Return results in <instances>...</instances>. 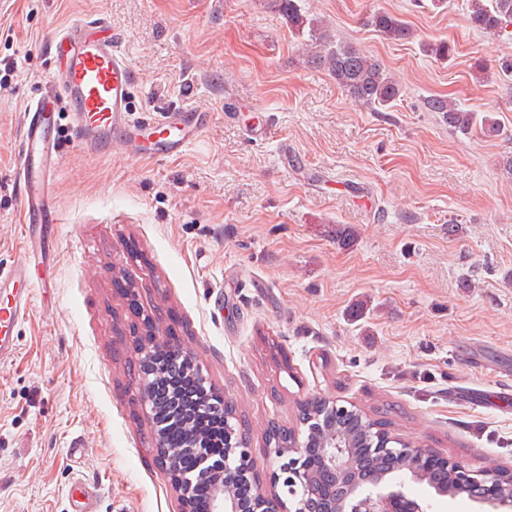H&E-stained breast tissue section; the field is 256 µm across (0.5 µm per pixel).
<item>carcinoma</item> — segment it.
Listing matches in <instances>:
<instances>
[{
    "label": "carcinoma",
    "instance_id": "1",
    "mask_svg": "<svg viewBox=\"0 0 512 512\" xmlns=\"http://www.w3.org/2000/svg\"><path fill=\"white\" fill-rule=\"evenodd\" d=\"M261 2L267 10L282 17L296 36L309 37L307 64L326 71L354 101L371 108L385 107L401 96L400 84L380 64L357 47L332 38L317 20L302 11L299 0ZM468 20L474 29L498 37L512 27V0H469ZM368 24L390 42H407L415 36L406 21L385 11L373 12ZM426 105L428 111L439 113L452 131L467 134L478 125L487 137H498L503 133L492 112L479 118L444 97L430 98ZM330 428L336 433V440L349 442L355 450L357 469L367 483L375 481L383 472L398 474L407 465L405 455L399 451L386 456L375 454V423L359 409L336 411ZM419 469L424 477L423 484L433 490L446 488L454 494L481 499L488 493L485 485L460 483L447 469L431 462L420 464Z\"/></svg>",
    "mask_w": 512,
    "mask_h": 512
}]
</instances>
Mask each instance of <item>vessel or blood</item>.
I'll return each instance as SVG.
<instances>
[{
  "label": "vessel or blood",
  "instance_id": "b4317fda",
  "mask_svg": "<svg viewBox=\"0 0 512 512\" xmlns=\"http://www.w3.org/2000/svg\"><path fill=\"white\" fill-rule=\"evenodd\" d=\"M52 48L58 70L25 109L16 162L24 242L33 259L46 254L49 228L58 221L53 178L62 161L54 132L59 108H67L80 144L97 157L118 152L136 158L174 157L205 131L209 121L208 113L187 109L133 120L129 103L135 74L103 19H79L62 26L53 36ZM29 306L26 292L0 302L1 361L14 355V329Z\"/></svg>",
  "mask_w": 512,
  "mask_h": 512
}]
</instances>
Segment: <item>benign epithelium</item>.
<instances>
[{
    "mask_svg": "<svg viewBox=\"0 0 512 512\" xmlns=\"http://www.w3.org/2000/svg\"><path fill=\"white\" fill-rule=\"evenodd\" d=\"M180 350L171 338L167 336H150L143 344H135L139 355V372L141 374L142 405L149 412L156 410V395L151 381V357L155 350ZM197 377L203 389L220 400L213 409L224 416L226 431L236 433L239 420L233 413L225 411L221 403L223 397L215 392L212 385L197 371ZM319 410L305 420L309 430L322 429V419L336 409V403L324 398L313 399ZM157 461L170 474L175 489L180 493L184 512H192L193 487L198 483L213 486V498L210 512H245L243 503L229 494L231 486L244 477H249L250 483L256 485L253 505L258 512H302L299 493L315 492L314 475L302 473L300 459L307 449L304 444L283 442L280 439L267 440V454L274 459V465L268 471L259 472L248 450L246 439L236 437V447L224 450V460L212 465L202 461L192 475L183 473L180 469V448H170L160 434H155L154 446ZM440 462L454 472H460L473 483L495 485L502 472L487 473L481 476L470 473L462 464L446 457ZM322 465L328 472L346 481V490L338 498L332 493L325 495L324 512H422L419 503L403 491L405 484H398L396 490H386L392 484L391 478H386L376 486H368L353 474L349 466V449L342 444L331 441L322 453Z\"/></svg>",
    "mask_w": 512,
    "mask_h": 512,
    "instance_id": "benign-epithelium-1",
    "label": "benign epithelium"
}]
</instances>
